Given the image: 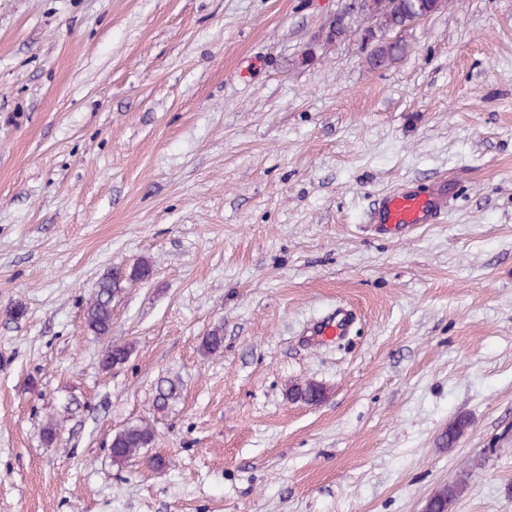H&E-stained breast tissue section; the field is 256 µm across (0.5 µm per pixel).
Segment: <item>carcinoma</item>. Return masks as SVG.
Returning <instances> with one entry per match:
<instances>
[{"label": "carcinoma", "mask_w": 512, "mask_h": 512, "mask_svg": "<svg viewBox=\"0 0 512 512\" xmlns=\"http://www.w3.org/2000/svg\"><path fill=\"white\" fill-rule=\"evenodd\" d=\"M431 9L430 0H382L378 10L377 31L379 36L372 43L367 63L372 69H382L401 60L408 53V45L401 39H387L385 33L399 32L410 26L416 16ZM150 276V267L141 262L130 268L127 274L119 272L107 274L94 285L84 310L85 325L96 336H108L112 333V310L116 298L125 288L141 282ZM130 348L126 345H109L103 360L105 367L124 363ZM179 392V382L162 378L157 383L153 400L157 412H165ZM291 395L313 404L321 402L324 390L321 386L307 382L293 387ZM469 426L464 418H459L448 426L442 436V443L453 447L458 438ZM155 439L154 428L146 423L128 424L112 437L110 453L112 463L123 466L137 457L141 450L152 445ZM463 486L459 483L448 484L437 490L427 501L425 512H449L452 503L459 496Z\"/></svg>", "instance_id": "1"}]
</instances>
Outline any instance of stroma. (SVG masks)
<instances>
[{"label": "stroma", "mask_w": 512, "mask_h": 512, "mask_svg": "<svg viewBox=\"0 0 512 512\" xmlns=\"http://www.w3.org/2000/svg\"><path fill=\"white\" fill-rule=\"evenodd\" d=\"M340 7L0 0V512H425L460 479L451 512H512V0H451L380 70L322 39ZM440 178V223L369 224ZM150 273L149 265L141 262L130 268L125 275L115 272L100 278L94 285L84 310L88 330L96 336H109L112 333L114 301L125 288L147 279ZM179 392V382L170 378H162L157 383L153 405L158 413L165 412L172 400L176 398ZM154 428L146 423L128 424L112 437L110 453L112 463L123 466L137 457L141 450L152 445Z\"/></svg>", "instance_id": "stroma-1"}]
</instances>
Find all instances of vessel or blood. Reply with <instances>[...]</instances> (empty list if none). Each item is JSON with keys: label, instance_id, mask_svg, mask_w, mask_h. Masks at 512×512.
<instances>
[{"label": "vessel or blood", "instance_id": "1", "mask_svg": "<svg viewBox=\"0 0 512 512\" xmlns=\"http://www.w3.org/2000/svg\"><path fill=\"white\" fill-rule=\"evenodd\" d=\"M456 191L455 183L447 180L394 190L373 208L370 221L398 236L410 227L437 223Z\"/></svg>", "mask_w": 512, "mask_h": 512}]
</instances>
